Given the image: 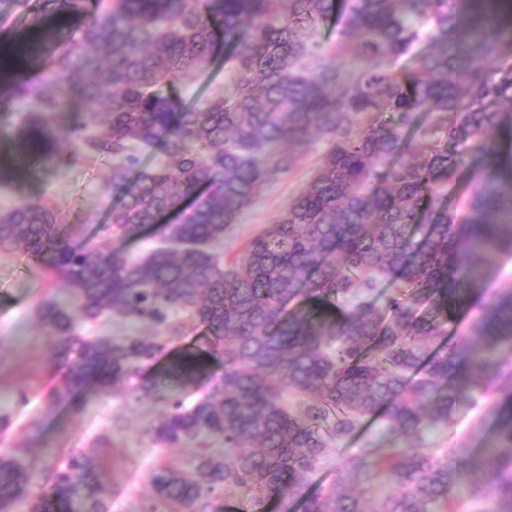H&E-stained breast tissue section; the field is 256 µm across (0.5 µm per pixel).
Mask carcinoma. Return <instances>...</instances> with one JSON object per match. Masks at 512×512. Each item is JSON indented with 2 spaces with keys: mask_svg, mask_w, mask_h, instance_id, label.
<instances>
[{
  "mask_svg": "<svg viewBox=\"0 0 512 512\" xmlns=\"http://www.w3.org/2000/svg\"><path fill=\"white\" fill-rule=\"evenodd\" d=\"M0 44L13 73L0 112L33 102L20 131L29 159L60 166L51 117L87 156L112 161L119 201L88 235L55 208L27 199L0 211V252L35 260L67 302L40 306L66 367L51 405L79 411L82 390L153 402L159 448L195 444L190 469L162 464L140 512H218L240 493L251 512L279 501L304 512H459L469 486L512 512V405L483 448L420 450L475 396L493 394L512 358V293H489L512 256V188L501 185L497 132L512 128V34L472 0H351L331 55L306 61L336 0H51L58 28ZM78 22L82 43L65 29ZM233 63L235 94L191 104L185 77ZM82 104L75 110L73 105ZM325 142L306 189L224 263V234L259 186L288 172L287 143ZM470 187L448 193L463 170ZM158 244L125 247L149 229ZM470 333L444 345L464 308ZM204 329L143 376L183 334ZM147 324L149 336L83 332L107 318ZM207 386L186 404L184 394ZM294 403H288V399ZM383 416L400 440L363 443L331 490L307 494L312 474L365 420ZM219 441L222 450L209 447ZM398 489L375 497L376 485ZM18 457L0 454V512H109L94 457L71 454L34 490Z\"/></svg>",
  "mask_w": 512,
  "mask_h": 512,
  "instance_id": "carcinoma-1",
  "label": "carcinoma"
}]
</instances>
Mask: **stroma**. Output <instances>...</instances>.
<instances>
[{"instance_id":"35a3bbf8","label":"stroma","mask_w":512,"mask_h":512,"mask_svg":"<svg viewBox=\"0 0 512 512\" xmlns=\"http://www.w3.org/2000/svg\"><path fill=\"white\" fill-rule=\"evenodd\" d=\"M230 65L216 63L204 74L185 82L181 93L187 100L203 95L232 93ZM60 149L76 154L75 162L60 168L52 162H25L17 177L0 184V209L28 199L50 203L69 224L104 221L115 205L112 194V164L105 158L78 155V146L61 137ZM324 144L313 140L299 148L296 167L278 181L262 184L251 205L224 237V254L233 256L265 225L273 223L290 201L307 185L318 167ZM58 289L35 262L26 256L0 253V416L10 415L13 430L0 437V451L26 449V458L35 469L57 464L60 451L74 453L96 450L106 470L111 512H135L138 502L151 494L148 483L153 469L165 461L188 464L191 452L186 448L160 450L147 431L156 416L148 402L101 400L94 393L85 396L86 405L78 413L47 414L54 387L66 373L55 361L51 341L46 334L38 306L58 298ZM506 377L500 390L490 397H475L458 413L448 428L434 430L419 441L424 451L435 453L461 444L479 448L491 434L502 400L512 395V362L505 367ZM39 422V434L29 425ZM108 435L97 445L100 435ZM378 446L393 442L383 420H375L367 431L339 445L315 472L310 493L331 488L340 470L347 467L361 441Z\"/></svg>"}]
</instances>
